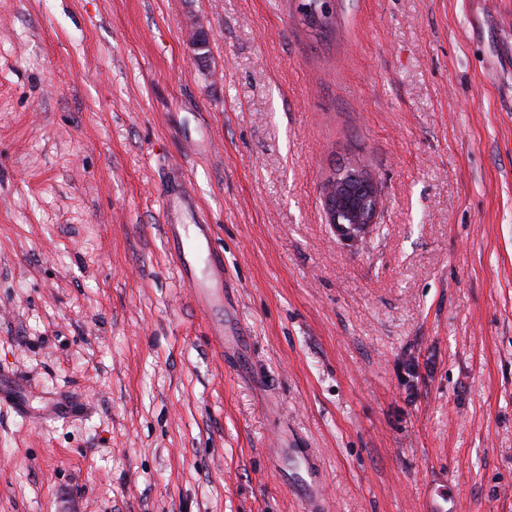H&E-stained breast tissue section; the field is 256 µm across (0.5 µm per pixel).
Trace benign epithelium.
<instances>
[{"label":"benign epithelium","mask_w":512,"mask_h":512,"mask_svg":"<svg viewBox=\"0 0 512 512\" xmlns=\"http://www.w3.org/2000/svg\"><path fill=\"white\" fill-rule=\"evenodd\" d=\"M322 199L326 223L347 244L361 242L377 224L381 190L376 179L357 160L341 163V170L324 182Z\"/></svg>","instance_id":"7a95c632"}]
</instances>
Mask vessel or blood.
<instances>
[{
	"label": "vessel or blood",
	"instance_id": "vessel-or-blood-1",
	"mask_svg": "<svg viewBox=\"0 0 512 512\" xmlns=\"http://www.w3.org/2000/svg\"><path fill=\"white\" fill-rule=\"evenodd\" d=\"M168 251L181 278L190 287L196 303L209 308L224 299V263L211 247L213 227L209 224H175L165 226ZM210 336L221 355L236 354L242 339L239 329L215 323ZM296 456L304 466L307 477L301 485L309 512H322L321 474L307 449L279 448L274 452L272 470L284 474L288 456Z\"/></svg>",
	"mask_w": 512,
	"mask_h": 512
}]
</instances>
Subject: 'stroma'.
Instances as JSON below:
<instances>
[{"mask_svg":"<svg viewBox=\"0 0 512 512\" xmlns=\"http://www.w3.org/2000/svg\"><path fill=\"white\" fill-rule=\"evenodd\" d=\"M302 2L0 0V512H304L279 442L327 512H512V0ZM175 169L248 368L169 258ZM322 199L326 223L346 244L360 243L378 223L381 190L357 160L341 163V170L324 182ZM210 336L215 340V346L220 354L225 357L226 355L234 356L238 352L243 335L237 328L224 329V321H220L210 326ZM273 454L272 471L280 476H285V462L288 456L298 457L307 473V479L300 485V488L305 492L304 500L308 505L307 510L310 512L324 511V508H322L321 474L307 448H277Z\"/></svg>","mask_w":512,"mask_h":512,"instance_id":"obj_1","label":"stroma"}]
</instances>
